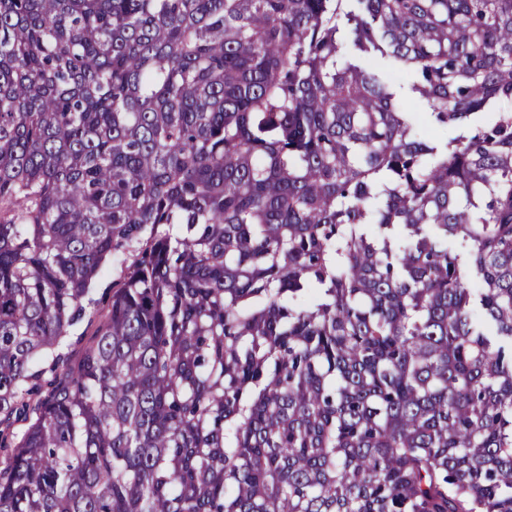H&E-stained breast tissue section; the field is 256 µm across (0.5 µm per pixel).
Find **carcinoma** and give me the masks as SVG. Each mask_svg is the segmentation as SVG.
<instances>
[{
  "mask_svg": "<svg viewBox=\"0 0 512 512\" xmlns=\"http://www.w3.org/2000/svg\"><path fill=\"white\" fill-rule=\"evenodd\" d=\"M505 101L512 0H0V415L129 261L0 512H512ZM122 266V261L117 260L114 262H111L108 266L107 272L101 277L99 282L97 283V298H98V305L95 307L97 310H101L105 308L112 299V279L117 278V276L120 273Z\"/></svg>",
  "mask_w": 512,
  "mask_h": 512,
  "instance_id": "1",
  "label": "carcinoma"
}]
</instances>
